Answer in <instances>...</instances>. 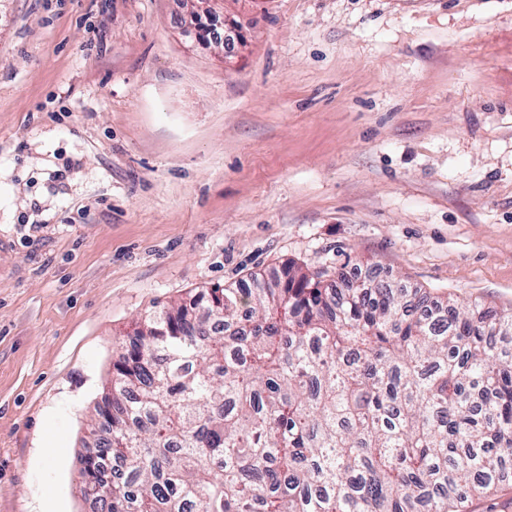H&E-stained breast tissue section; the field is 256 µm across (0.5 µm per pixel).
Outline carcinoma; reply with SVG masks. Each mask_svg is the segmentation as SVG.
<instances>
[{
    "mask_svg": "<svg viewBox=\"0 0 512 512\" xmlns=\"http://www.w3.org/2000/svg\"><path fill=\"white\" fill-rule=\"evenodd\" d=\"M290 263L147 315L82 460L101 512H465L512 466V311Z\"/></svg>",
    "mask_w": 512,
    "mask_h": 512,
    "instance_id": "1",
    "label": "carcinoma"
}]
</instances>
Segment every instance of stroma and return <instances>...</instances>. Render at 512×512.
Masks as SVG:
<instances>
[{"label": "stroma", "instance_id": "stroma-1", "mask_svg": "<svg viewBox=\"0 0 512 512\" xmlns=\"http://www.w3.org/2000/svg\"><path fill=\"white\" fill-rule=\"evenodd\" d=\"M0 238V512H87L119 344L198 289L512 309V0H0Z\"/></svg>", "mask_w": 512, "mask_h": 512}]
</instances>
